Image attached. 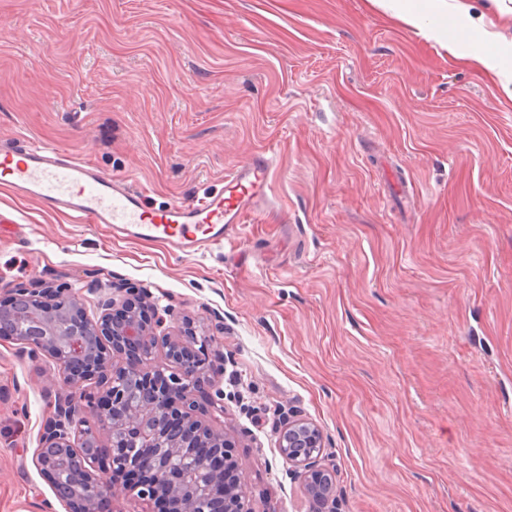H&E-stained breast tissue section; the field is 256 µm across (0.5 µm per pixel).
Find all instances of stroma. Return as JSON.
<instances>
[{
	"mask_svg": "<svg viewBox=\"0 0 512 512\" xmlns=\"http://www.w3.org/2000/svg\"><path fill=\"white\" fill-rule=\"evenodd\" d=\"M446 2L0 0V142L155 207L276 152L275 208L181 260L0 185L1 297L68 283L92 314L122 284L208 339L198 415L251 512L307 510L276 446L291 411L338 512H512V0ZM59 389L0 338V512H67L36 466Z\"/></svg>",
	"mask_w": 512,
	"mask_h": 512,
	"instance_id": "35a3bbf8",
	"label": "stroma"
}]
</instances>
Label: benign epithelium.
<instances>
[{
	"mask_svg": "<svg viewBox=\"0 0 512 512\" xmlns=\"http://www.w3.org/2000/svg\"><path fill=\"white\" fill-rule=\"evenodd\" d=\"M88 317L78 291L15 288L0 304V335L29 354H45L59 367L63 391L45 419L36 463L58 500L71 512H101L112 502L114 482L101 474L128 476L122 490L143 501L165 496L167 512H249L239 483L224 486L231 441L194 417V392L204 380L199 353L208 340L189 331L159 334L163 309L146 315L112 295ZM165 349L168 365L154 363ZM104 383L94 396L89 384ZM107 444H102V441ZM277 446L304 476L307 512H336V471L322 464L323 433L303 418L288 419ZM149 466L154 480L137 479Z\"/></svg>",
	"mask_w": 512,
	"mask_h": 512,
	"instance_id": "obj_1",
	"label": "benign epithelium"
}]
</instances>
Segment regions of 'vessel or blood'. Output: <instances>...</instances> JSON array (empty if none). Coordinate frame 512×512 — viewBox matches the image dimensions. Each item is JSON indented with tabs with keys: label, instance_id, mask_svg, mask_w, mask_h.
Listing matches in <instances>:
<instances>
[{
	"label": "vessel or blood",
	"instance_id": "b4317fda",
	"mask_svg": "<svg viewBox=\"0 0 512 512\" xmlns=\"http://www.w3.org/2000/svg\"><path fill=\"white\" fill-rule=\"evenodd\" d=\"M272 166L268 153H257L226 175L221 189L156 208L130 180L87 160L41 145L0 144V184L15 195L80 224L111 225L116 239L161 242L177 259L223 244L249 216L264 211Z\"/></svg>",
	"mask_w": 512,
	"mask_h": 512
}]
</instances>
